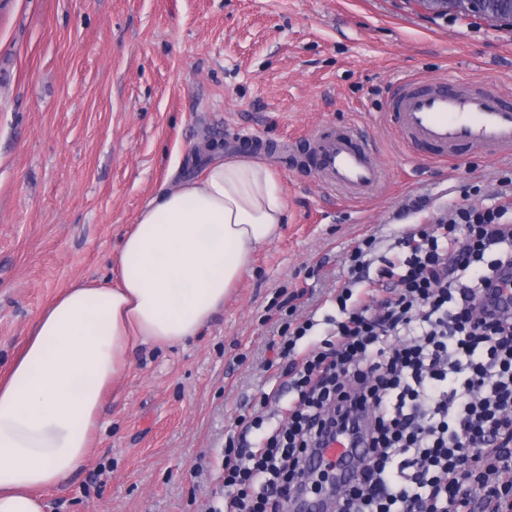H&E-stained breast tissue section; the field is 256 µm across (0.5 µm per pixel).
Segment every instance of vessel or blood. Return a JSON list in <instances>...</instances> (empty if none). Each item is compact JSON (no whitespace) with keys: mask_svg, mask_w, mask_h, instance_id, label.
<instances>
[{"mask_svg":"<svg viewBox=\"0 0 512 512\" xmlns=\"http://www.w3.org/2000/svg\"><path fill=\"white\" fill-rule=\"evenodd\" d=\"M388 118L408 146L435 148L443 159L466 148L512 158V105L492 87L474 88L460 80H403ZM310 156L323 182L341 195L358 198L382 182V171L357 129L328 126L315 131ZM360 454L354 442L339 438L319 449L315 459L333 461L336 483L343 486L353 481ZM333 506L331 497L306 494L288 504L290 512H332Z\"/></svg>","mask_w":512,"mask_h":512,"instance_id":"obj_1","label":"vessel or blood"}]
</instances>
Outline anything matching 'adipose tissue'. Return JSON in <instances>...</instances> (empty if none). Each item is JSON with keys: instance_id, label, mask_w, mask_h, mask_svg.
I'll return each instance as SVG.
<instances>
[{"instance_id": "1", "label": "adipose tissue", "mask_w": 512, "mask_h": 512, "mask_svg": "<svg viewBox=\"0 0 512 512\" xmlns=\"http://www.w3.org/2000/svg\"><path fill=\"white\" fill-rule=\"evenodd\" d=\"M285 211L265 164L213 163L147 203L113 277L73 283L40 312L0 378V512H48L46 492L84 465L131 352L197 336Z\"/></svg>"}]
</instances>
